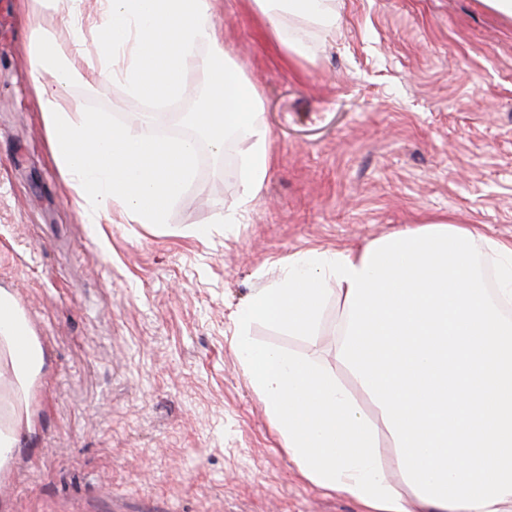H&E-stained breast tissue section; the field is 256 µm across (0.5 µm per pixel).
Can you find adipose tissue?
<instances>
[{"label":"adipose tissue","mask_w":512,"mask_h":512,"mask_svg":"<svg viewBox=\"0 0 512 512\" xmlns=\"http://www.w3.org/2000/svg\"><path fill=\"white\" fill-rule=\"evenodd\" d=\"M278 41L307 52L299 32H331L336 0H254ZM216 0H100L99 77L134 97H182L202 76L196 121L214 153L225 138L244 148L238 206L263 186L273 163L257 119L260 95L226 59L212 21ZM39 110L59 170L85 201L89 222L118 210L137 224L166 223L196 175L192 140L136 131L79 111L68 97L73 71L55 44L32 48ZM495 285H488L487 268ZM336 300L339 355L374 400L396 448L381 462L377 429L327 369L245 331L262 321L291 336L315 335L327 298ZM512 242L470 224L438 219L375 239L356 251L289 258L277 282L257 289L235 314L234 349L282 446L301 474L365 512H512ZM0 348L18 384L43 365L8 295L0 294Z\"/></svg>","instance_id":"adipose-tissue-1"}]
</instances>
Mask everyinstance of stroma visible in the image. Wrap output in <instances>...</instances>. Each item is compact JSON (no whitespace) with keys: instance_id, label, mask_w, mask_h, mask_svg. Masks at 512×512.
<instances>
[{"instance_id":"1","label":"stroma","mask_w":512,"mask_h":512,"mask_svg":"<svg viewBox=\"0 0 512 512\" xmlns=\"http://www.w3.org/2000/svg\"><path fill=\"white\" fill-rule=\"evenodd\" d=\"M300 58L252 0H218L220 40L258 87L273 165L240 223L243 149L212 158L164 224L89 223L55 165L30 67L64 51L58 10L0 0V292L43 350L25 392L0 353V512H361L282 449L233 343L231 314L291 256L356 250L434 218L512 240V21L479 0H340ZM78 63L69 94L115 125L167 124ZM210 228L199 238L192 231ZM336 301L315 336L251 325L358 393L336 356Z\"/></svg>"}]
</instances>
